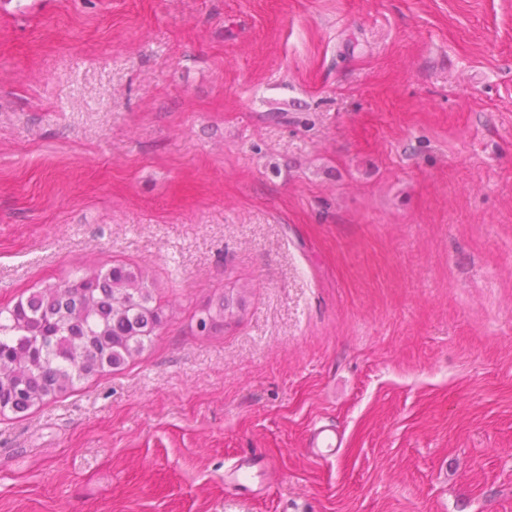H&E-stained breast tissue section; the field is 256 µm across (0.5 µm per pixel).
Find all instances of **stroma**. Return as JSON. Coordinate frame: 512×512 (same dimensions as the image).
<instances>
[{
  "mask_svg": "<svg viewBox=\"0 0 512 512\" xmlns=\"http://www.w3.org/2000/svg\"><path fill=\"white\" fill-rule=\"evenodd\" d=\"M29 2L0 306L126 264L168 318L0 416V512H512V0ZM234 315V306L223 299L215 307H209L205 310L199 323L201 332L210 333L219 327H224ZM344 448L343 434L331 423L314 424L309 430L306 454L315 462H327ZM265 468L262 457L244 452L232 461L228 472L233 476L239 494L253 495L261 491L262 483L257 479L263 476Z\"/></svg>",
  "mask_w": 512,
  "mask_h": 512,
  "instance_id": "stroma-1",
  "label": "stroma"
}]
</instances>
